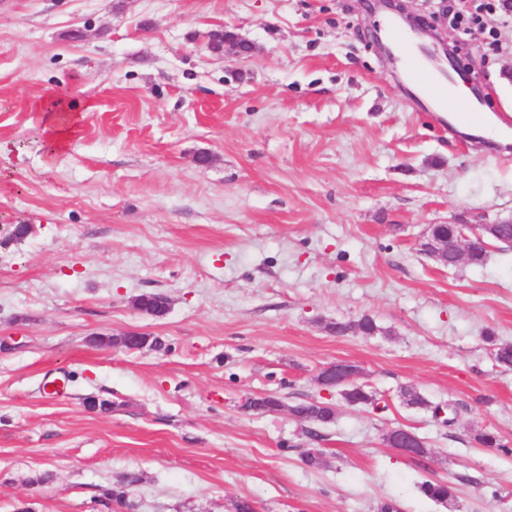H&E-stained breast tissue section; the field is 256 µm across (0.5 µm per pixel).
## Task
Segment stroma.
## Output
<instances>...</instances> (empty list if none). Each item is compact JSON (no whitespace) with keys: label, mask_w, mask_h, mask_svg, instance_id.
<instances>
[{"label":"stroma","mask_w":512,"mask_h":512,"mask_svg":"<svg viewBox=\"0 0 512 512\" xmlns=\"http://www.w3.org/2000/svg\"><path fill=\"white\" fill-rule=\"evenodd\" d=\"M371 0H0V512H512V249L447 267L430 224L512 219V143L416 101ZM82 29L72 42L69 30ZM235 31L249 55H213ZM454 82L512 114V20L459 37ZM93 103L46 167L36 102ZM31 225L21 239L15 225ZM169 300L159 318L133 301ZM372 316L366 335L328 330ZM140 333L157 348L99 346ZM347 361L380 410L317 383ZM66 381L57 395L45 384ZM452 403V425L406 404ZM330 403L328 424L247 398ZM403 427L428 454L386 441ZM320 457L317 467L306 452ZM448 482L445 505L419 482ZM141 476L136 473L126 474L122 481L113 486L112 488L103 489L101 495V502L103 505H106L107 502L115 501L117 504L124 505L126 508H130L133 505L128 501V487L136 485L140 483Z\"/></svg>","instance_id":"stroma-1"}]
</instances>
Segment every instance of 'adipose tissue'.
<instances>
[{"label": "adipose tissue", "instance_id": "1", "mask_svg": "<svg viewBox=\"0 0 512 512\" xmlns=\"http://www.w3.org/2000/svg\"><path fill=\"white\" fill-rule=\"evenodd\" d=\"M91 108L90 102L57 95L36 103V111L43 115L47 165H54L56 160L66 152L68 142L83 113L90 111Z\"/></svg>", "mask_w": 512, "mask_h": 512}]
</instances>
